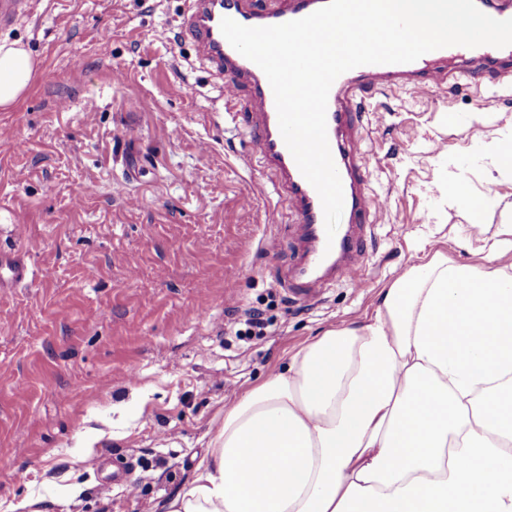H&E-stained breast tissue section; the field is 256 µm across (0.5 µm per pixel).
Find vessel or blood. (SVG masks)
<instances>
[{
  "label": "vessel or blood",
  "instance_id": "1",
  "mask_svg": "<svg viewBox=\"0 0 512 512\" xmlns=\"http://www.w3.org/2000/svg\"><path fill=\"white\" fill-rule=\"evenodd\" d=\"M325 3L326 0H280L278 5L260 7L256 0H184L178 25L180 37L194 43L200 62L217 77L231 76V84L225 87L226 99H236L238 83H246L249 89L245 107L250 118L249 134L259 157L280 185L297 226L298 250L283 286L288 295L306 301L316 299L327 288L361 277L363 244L371 238L376 217L382 210L380 199L363 191L368 169L360 144L366 99L392 86L423 90L448 83V71L435 67L434 62L451 54L477 61L490 77H512V46L489 45L444 47L411 63L363 65L340 75L329 92L326 124L329 147L343 187V211L350 222L343 233L327 239L320 197L300 172L282 138L274 94L266 75L229 44L220 28L226 17L248 27L282 24L304 18ZM35 8L36 0H0V26L31 15ZM33 276V270L21 258L0 253V284L23 282Z\"/></svg>",
  "mask_w": 512,
  "mask_h": 512
}]
</instances>
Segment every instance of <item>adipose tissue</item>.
I'll list each match as a JSON object with an SVG mask.
<instances>
[{"label": "adipose tissue", "instance_id": "adipose-tissue-1", "mask_svg": "<svg viewBox=\"0 0 512 512\" xmlns=\"http://www.w3.org/2000/svg\"><path fill=\"white\" fill-rule=\"evenodd\" d=\"M38 62L0 40V110ZM512 209L480 263L442 254L224 410L161 512H512Z\"/></svg>", "mask_w": 512, "mask_h": 512}]
</instances>
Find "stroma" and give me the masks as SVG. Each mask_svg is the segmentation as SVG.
Returning a JSON list of instances; mask_svg holds the SVG:
<instances>
[{"label": "stroma", "mask_w": 512, "mask_h": 512, "mask_svg": "<svg viewBox=\"0 0 512 512\" xmlns=\"http://www.w3.org/2000/svg\"><path fill=\"white\" fill-rule=\"evenodd\" d=\"M183 0H38L0 27L39 67L0 112V251L34 280L0 288V512H151L192 481L224 407L324 330L361 324L422 253L476 262L512 173V85L453 79L366 103L367 190L385 201L361 285L317 301L281 285L297 240L222 81L175 30ZM94 109H87V102ZM483 203L476 228L448 183ZM275 237L278 254L260 244ZM263 311L266 336L234 321ZM112 460L92 471L85 453ZM482 154L491 160L496 169H512V148L508 150L498 139L492 138L480 146Z\"/></svg>", "instance_id": "1"}]
</instances>
